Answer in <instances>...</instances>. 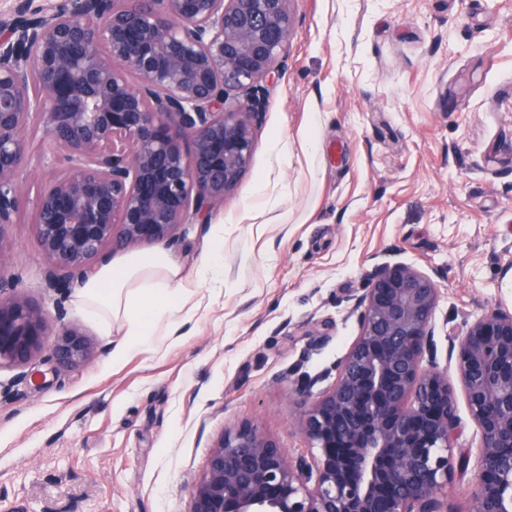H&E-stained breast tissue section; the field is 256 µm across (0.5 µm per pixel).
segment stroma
<instances>
[{"label": "stroma", "instance_id": "obj_1", "mask_svg": "<svg viewBox=\"0 0 512 512\" xmlns=\"http://www.w3.org/2000/svg\"><path fill=\"white\" fill-rule=\"evenodd\" d=\"M249 168L215 209L224 289L162 356L110 365L119 330L65 301L101 347L43 389L0 370V512H189L224 431L307 452L304 402L358 334L376 258L440 290L439 363L467 321L512 312V0H292ZM33 205L0 265L54 309Z\"/></svg>", "mask_w": 512, "mask_h": 512}]
</instances>
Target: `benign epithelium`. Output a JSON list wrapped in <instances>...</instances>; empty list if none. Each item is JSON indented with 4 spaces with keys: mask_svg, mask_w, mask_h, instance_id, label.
<instances>
[{
    "mask_svg": "<svg viewBox=\"0 0 512 512\" xmlns=\"http://www.w3.org/2000/svg\"><path fill=\"white\" fill-rule=\"evenodd\" d=\"M291 0H18L0 16V253L27 199L26 137L44 124L57 171L35 200L46 286L70 288L106 247L205 224L248 168L260 83L280 75ZM439 288L411 264L374 265L334 387L304 402L309 455L241 423L213 445L190 512H448L459 422L430 352ZM0 268V368L78 369L96 352ZM456 372L477 427L475 512H512V313L465 323Z\"/></svg>",
    "mask_w": 512,
    "mask_h": 512,
    "instance_id": "1",
    "label": "benign epithelium"
}]
</instances>
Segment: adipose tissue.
Masks as SVG:
<instances>
[{"instance_id": "1", "label": "adipose tissue", "mask_w": 512, "mask_h": 512, "mask_svg": "<svg viewBox=\"0 0 512 512\" xmlns=\"http://www.w3.org/2000/svg\"><path fill=\"white\" fill-rule=\"evenodd\" d=\"M224 287V226L211 227L208 251L193 270L162 242L149 249L109 259L82 280L75 305L103 325L118 324L123 338L111 362L143 350L159 351L166 341L181 339L201 309L193 298L204 286Z\"/></svg>"}]
</instances>
